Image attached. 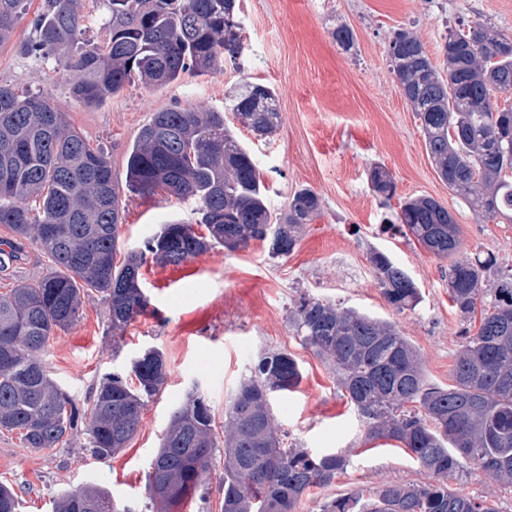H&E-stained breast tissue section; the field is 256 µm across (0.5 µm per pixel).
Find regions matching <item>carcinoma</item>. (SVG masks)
I'll return each instance as SVG.
<instances>
[{"mask_svg": "<svg viewBox=\"0 0 512 512\" xmlns=\"http://www.w3.org/2000/svg\"><path fill=\"white\" fill-rule=\"evenodd\" d=\"M104 36L83 35L84 0H42L24 52L74 76L73 97L92 106L132 82L173 83L188 71H221L241 55L228 30L235 0H106ZM27 0H0V43L8 40ZM446 71L430 60L414 32L400 30L388 54L403 97L422 122L426 149L448 189L486 221L512 222V38L479 21L448 31ZM231 111L257 136L276 131L281 116L274 91L244 83ZM371 182L393 193L379 167ZM127 190H161L195 204V222L163 224L116 262L121 190L101 149L42 93L18 94L0 85V224L35 243L50 260L40 279L0 293V427L22 431L27 448H56L74 430L70 396L42 362L49 338L79 318L83 298L97 292L107 304L112 335L144 314L140 285L147 256L179 267L218 246L247 248L269 242L275 256L297 248L303 226L321 213L311 189L295 192L288 214L271 223L265 187L251 153L224 124V111L190 106L155 112L127 159ZM398 223L448 265V295L466 326L452 367V384L429 383L412 344L398 327L352 309L302 297L291 327L300 342L335 368L367 439L404 445L429 477L421 485L385 484L340 496L321 512H498L486 497L449 485L465 472L492 474L512 485V268L497 259L457 256L458 226L448 208L426 196L408 197ZM205 226L207 234L195 231ZM54 224L58 234L47 233ZM378 286L398 312L420 295L411 277L382 251L370 256ZM129 376H107L87 410L88 446L108 458L140 427L146 403L166 379L163 353L148 348ZM302 379L294 357L270 352L230 398L224 424V512H295L307 490L326 486L348 463L339 453L288 448L274 423L272 401ZM219 447L210 405L192 394L171 414L147 474L150 495L176 509L209 481ZM13 488L0 484V512H16ZM56 512H129L108 492L88 487L65 492Z\"/></svg>", "mask_w": 512, "mask_h": 512, "instance_id": "cac0c4a2", "label": "carcinoma"}]
</instances>
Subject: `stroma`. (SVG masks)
Returning a JSON list of instances; mask_svg holds the SVG:
<instances>
[{"label":"stroma","instance_id":"obj_1","mask_svg":"<svg viewBox=\"0 0 512 512\" xmlns=\"http://www.w3.org/2000/svg\"><path fill=\"white\" fill-rule=\"evenodd\" d=\"M40 7L31 0L12 37L0 46V84L21 92L48 93L91 146L105 150L118 184L126 182L128 152L153 113L206 105L223 109L241 84L271 87L281 124L258 137L234 112L224 121L252 154L266 188L272 217L284 216L294 192L308 188L321 199L318 218L306 225L297 250L274 257L268 243L227 252L218 247L185 264L142 266L145 314L113 340L108 311L98 294L84 299L75 325L56 331L42 356L50 377L69 393L77 419L73 436L56 448H24L18 432L0 429V483L17 494V512H54L64 492L95 485L129 512H167L146 488L150 464L172 411L191 391L211 406L216 432L241 380L266 353L285 351L298 361L303 379L293 393L273 401L275 424L288 443L315 452H339L348 465L325 487L311 488L297 512H320L336 497L387 483L422 484L428 477L395 441L366 440L333 369L301 345L291 312L306 296L394 322L416 349L426 379L448 385L461 347L463 323L448 297V263L403 235L393 219L409 196L443 203L459 226V255H494L512 266V224H496L452 197L424 143L421 122L404 99L388 56L401 29L415 32L436 66H443L448 28L483 21L512 36V0H236L235 20L244 50L223 71L184 74L175 83H135L103 103L89 106L70 93L68 78L53 64L25 55L30 21ZM354 34L351 48L333 37L337 27ZM383 167L395 183L387 197L374 191L371 173ZM121 250L143 248L161 224L192 220L191 204L159 192L123 195ZM20 247L0 269V292L41 278L49 260L0 224V244ZM385 252L413 279L421 301L393 310L381 294L370 263ZM148 347L165 355L167 381L145 407L137 434L111 458L92 457L84 411L106 375L127 373ZM454 487L496 500L512 512V486L490 475L464 473Z\"/></svg>","mask_w":512,"mask_h":512}]
</instances>
